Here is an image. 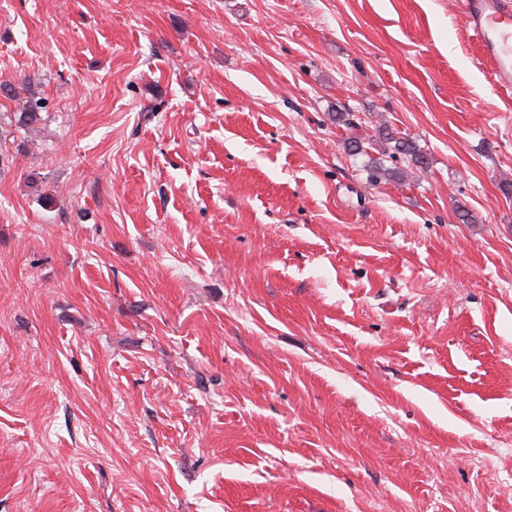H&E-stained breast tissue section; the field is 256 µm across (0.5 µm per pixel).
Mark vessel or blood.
<instances>
[{"mask_svg":"<svg viewBox=\"0 0 512 512\" xmlns=\"http://www.w3.org/2000/svg\"><path fill=\"white\" fill-rule=\"evenodd\" d=\"M463 31L490 61L491 79L512 84V0H466Z\"/></svg>","mask_w":512,"mask_h":512,"instance_id":"vessel-or-blood-1","label":"vessel or blood"}]
</instances>
